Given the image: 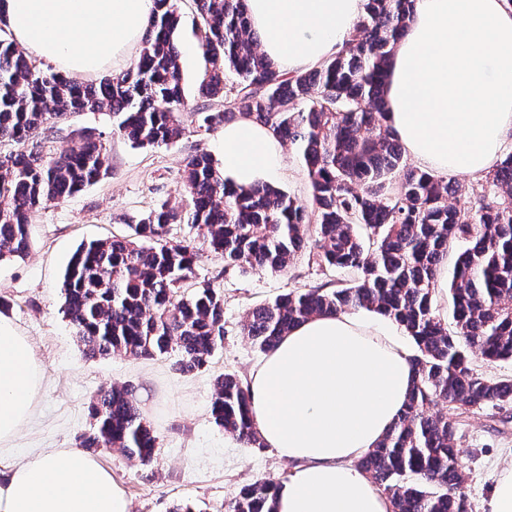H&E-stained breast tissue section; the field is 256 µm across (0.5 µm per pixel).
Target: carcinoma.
I'll return each instance as SVG.
<instances>
[{"instance_id":"1","label":"carcinoma","mask_w":512,"mask_h":512,"mask_svg":"<svg viewBox=\"0 0 512 512\" xmlns=\"http://www.w3.org/2000/svg\"><path fill=\"white\" fill-rule=\"evenodd\" d=\"M415 0H366L347 47L333 59L290 76L258 49L246 0H193L203 32L199 77L208 103L189 107L176 35L179 0H154L137 56L128 69L76 82L23 56L0 37V262L31 247L28 216L98 181L109 170L105 133L84 131L77 148L46 142L71 114L108 110L113 132L141 148L184 132V114L208 130L238 117L269 127L294 146L307 170L310 205L279 187L229 188L212 156L184 158L188 221L206 230L227 267L284 272L302 250L310 225L323 242L325 266L353 282L295 288L257 305L243 330L268 352L300 322L319 314L364 309L403 327L414 343L415 381L387 436L357 463L386 495L393 512H471L453 442L459 420L430 412L446 403L462 414L512 405V379L477 374L473 359L512 360V150L472 187L473 205L448 198L461 188L406 163L386 122L384 86L395 45ZM235 80L226 86L227 74ZM182 211L164 200L134 233L79 244L63 275V312L85 356L134 359L176 351V370L205 367L224 342V298L207 282L179 294L195 275L192 246L168 238ZM456 241L465 244L448 280L453 327L433 308L438 268ZM212 415L224 432L262 448L250 411L248 383L220 376ZM87 451L117 450L146 464L158 437L142 417L132 388L111 387L90 406ZM275 484L242 487L225 512H275Z\"/></svg>"}]
</instances>
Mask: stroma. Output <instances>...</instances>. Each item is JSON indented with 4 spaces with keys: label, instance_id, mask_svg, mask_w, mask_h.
Returning <instances> with one entry per match:
<instances>
[{
    "label": "stroma",
    "instance_id": "35a3bbf8",
    "mask_svg": "<svg viewBox=\"0 0 512 512\" xmlns=\"http://www.w3.org/2000/svg\"><path fill=\"white\" fill-rule=\"evenodd\" d=\"M180 7L181 66L188 102L193 105L199 99L204 59L191 0H181ZM72 124L107 132L110 171L65 201L31 213L28 255L0 262V299L8 302L16 327L31 340L47 380L32 423L9 453L19 459L33 451L75 449L77 436L90 428L92 397L113 385H130L136 389L143 417L158 436L156 455L148 464L115 451H101L94 458L130 500L132 512H172L179 505L192 512H224L242 486L283 480L291 471L275 449L244 445L217 426L211 415L215 378L230 372L248 379L263 357L242 332L245 313L288 290L328 281L345 284L352 275L321 264L320 249L311 237L287 273L228 268L223 257L208 249L203 229L174 224L170 239L189 243L197 253L195 277L183 286V293H192L208 281L224 297L223 345L202 370L190 375L174 370L171 354L151 359L87 358L62 312L63 272L71 254L80 243L131 234L133 224L159 200L186 207L182 160L198 148L214 152L220 132L190 122L176 143L136 148L113 133L107 112L81 113ZM454 445L460 450L473 512H490L494 479L512 465V406L489 405L463 414Z\"/></svg>",
    "mask_w": 512,
    "mask_h": 512
}]
</instances>
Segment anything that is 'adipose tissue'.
I'll use <instances>...</instances> for the list:
<instances>
[{
  "instance_id": "ef3b65f1",
  "label": "adipose tissue",
  "mask_w": 512,
  "mask_h": 512,
  "mask_svg": "<svg viewBox=\"0 0 512 512\" xmlns=\"http://www.w3.org/2000/svg\"><path fill=\"white\" fill-rule=\"evenodd\" d=\"M153 0H0L11 37L73 79L139 45ZM266 56L283 74L311 69L348 42L365 0H247ZM386 120L407 155L437 176L496 168L512 144V0H416L393 56ZM221 170L233 187L271 183L281 145L262 123H225ZM408 345L374 313L326 314L295 326L249 376L263 442L293 465L276 512H392L355 462L398 421L413 384ZM43 373L32 345L0 313V446L35 415ZM0 512H131L109 472L76 451L0 463Z\"/></svg>"
}]
</instances>
